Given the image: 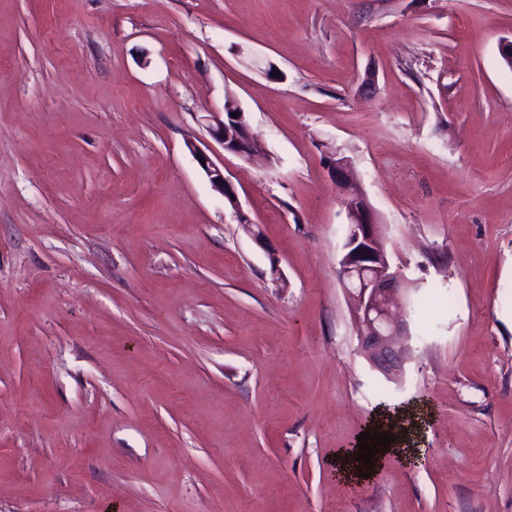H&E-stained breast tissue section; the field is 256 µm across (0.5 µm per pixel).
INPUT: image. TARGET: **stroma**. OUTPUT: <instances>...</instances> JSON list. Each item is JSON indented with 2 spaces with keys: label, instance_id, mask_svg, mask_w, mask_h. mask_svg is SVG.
<instances>
[{
  "label": "stroma",
  "instance_id": "1",
  "mask_svg": "<svg viewBox=\"0 0 512 512\" xmlns=\"http://www.w3.org/2000/svg\"><path fill=\"white\" fill-rule=\"evenodd\" d=\"M510 39L512 0H0V512H512ZM337 157L412 289L399 385ZM411 405L427 463L339 479ZM232 113H237V117L233 118ZM243 114L238 110L226 112L225 109L223 118L214 117V123L209 126V132L212 139L222 146L224 152L249 159L253 153V144ZM193 153L198 161L201 169L204 171L205 175L209 179L213 188L221 193L225 199L229 202V204L234 208L238 217L240 219V223L243 227L252 235V237L257 241L261 242V236L259 232L254 230V226L256 224H252L245 216V214L241 211L237 192L234 188V185L224 176V170L221 169L218 165H216L212 159L201 149L193 146ZM200 159H203V162H200ZM337 187L346 194L347 234L340 276L352 300V319L360 353L387 381L401 384L414 336L404 320L395 319L411 288L391 271L375 213L357 187L347 159L331 161ZM359 448L342 451L336 458V466L340 468L339 473L346 479H351L352 481L363 479L364 477H359V474L367 473L368 470V468L362 466L360 460H358V452H361ZM358 468H361V471H358Z\"/></svg>",
  "mask_w": 512,
  "mask_h": 512
}]
</instances>
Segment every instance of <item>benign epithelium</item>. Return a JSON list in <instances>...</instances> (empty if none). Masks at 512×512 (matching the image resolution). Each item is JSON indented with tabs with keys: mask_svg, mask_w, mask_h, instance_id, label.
I'll use <instances>...</instances> for the list:
<instances>
[{
	"mask_svg": "<svg viewBox=\"0 0 512 512\" xmlns=\"http://www.w3.org/2000/svg\"><path fill=\"white\" fill-rule=\"evenodd\" d=\"M209 132L224 152L244 159L251 157L252 138L243 113H237L235 118L230 112L216 117ZM192 150L213 188L227 199L252 237L261 241L254 224L241 211L237 192L224 170L203 150L195 146ZM331 169L337 187L346 194L349 225L339 265L352 300L359 351L387 381L400 384L414 336L406 321L394 317L393 310L402 305L409 289L405 288L404 278L391 271L375 213L357 187L350 163L338 158L331 161Z\"/></svg>",
	"mask_w": 512,
	"mask_h": 512,
	"instance_id": "obj_1",
	"label": "benign epithelium"
}]
</instances>
